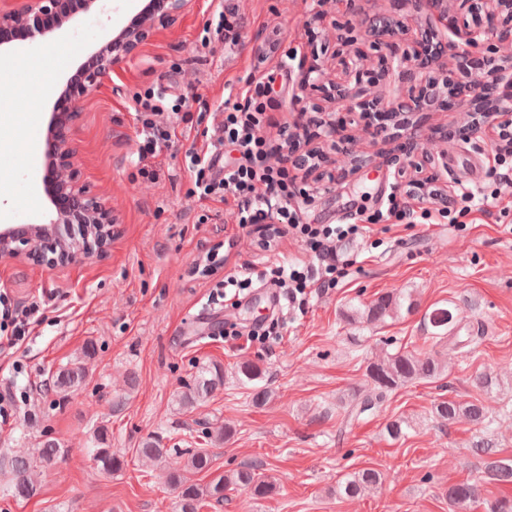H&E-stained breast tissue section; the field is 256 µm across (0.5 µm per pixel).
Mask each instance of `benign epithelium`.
<instances>
[{"instance_id":"benign-epithelium-1","label":"benign epithelium","mask_w":512,"mask_h":512,"mask_svg":"<svg viewBox=\"0 0 512 512\" xmlns=\"http://www.w3.org/2000/svg\"><path fill=\"white\" fill-rule=\"evenodd\" d=\"M71 0H0V32H21L34 41L62 28L72 17ZM378 7L359 20L369 36L384 41L386 52L377 64L409 84L387 102L384 112H427L432 105L445 111L464 100L471 106L472 120L458 131L446 127L433 130L434 138L446 142L458 133L478 129L512 118V0H376ZM195 0H148V4L94 55V65L84 81L69 87L65 101L53 114L50 154L44 161L43 183L54 211L46 224L0 225V261L27 258L39 265L66 266L100 256L112 239L117 223L112 201L105 200L79 181L69 135L80 118L84 97L101 86L111 72L134 58L141 47L161 28L191 11ZM413 10L415 26L394 18L392 12ZM480 15L479 26L461 24L463 12ZM438 19L458 38L462 48L448 50V39H436L429 22ZM336 52L332 63L313 55L302 62L298 81L303 93L330 80L333 99L340 112L367 114L378 111V97L363 85L366 56L360 51L344 54L343 34L334 33ZM407 47L399 49V42ZM343 159L333 163L330 180L337 183L364 163L352 148L341 149ZM391 155L398 162L397 173L413 158L430 165L434 156L425 153L420 139L409 137L395 142ZM293 159L303 169L325 167L324 151L313 154L292 149Z\"/></svg>"}]
</instances>
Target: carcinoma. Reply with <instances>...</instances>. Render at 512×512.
Segmentation results:
<instances>
[{"mask_svg":"<svg viewBox=\"0 0 512 512\" xmlns=\"http://www.w3.org/2000/svg\"><path fill=\"white\" fill-rule=\"evenodd\" d=\"M416 308V302L409 295L395 292L379 296L371 301L362 310H355L347 315L353 323L376 324L387 318L398 315L401 311L411 313ZM428 321L436 329L435 335L439 342L448 344L450 350H462L478 344L480 337L461 335L466 326L454 316L448 308H435L428 314ZM94 354V344L89 341L85 344L82 355L58 368L51 375L52 390L62 398L75 392L87 380V370L83 359ZM444 367L434 356L425 352L396 351L381 360L367 362L365 376L367 382L373 387L374 393L364 394L355 402L349 404L347 420L355 421L364 414L371 412L383 394L407 386L420 380H434L443 375ZM473 387L486 395L493 393L499 387L497 376L482 372L472 380ZM224 387V369L218 365H204L200 367L194 377L193 383L185 386V390L178 393L177 402L183 410H194L203 405L214 392ZM436 419L444 426L453 424L457 419L464 417L477 425L489 422V409L478 399L461 402L455 399H442L434 406ZM54 438H47L42 442L36 455L30 458L11 457L0 461V468L12 475L11 492L18 497H31L36 493L37 487L29 481L31 469L39 464L50 465L64 454ZM168 452L160 439L149 437L142 441L138 453L149 460H160ZM95 461L100 468L110 474L122 467L123 461L112 453L110 448L95 449ZM187 467L189 472L210 474L213 472V456L205 448H197L188 452ZM378 473L373 470H363L340 486V491L346 496H359L377 485ZM482 480L486 483L512 484V459H500L485 464ZM167 486L177 494L180 512H198L204 501L209 500L217 504L224 502L226 492L241 490L253 497H266L275 491V484L263 473L259 466L243 467L232 474H217L204 484L191 481L179 471H169L164 477ZM448 504L455 512H471L480 502L479 485L471 482H461L448 486L446 492Z\"/></svg>","mask_w":512,"mask_h":512,"instance_id":"1","label":"carcinoma"}]
</instances>
